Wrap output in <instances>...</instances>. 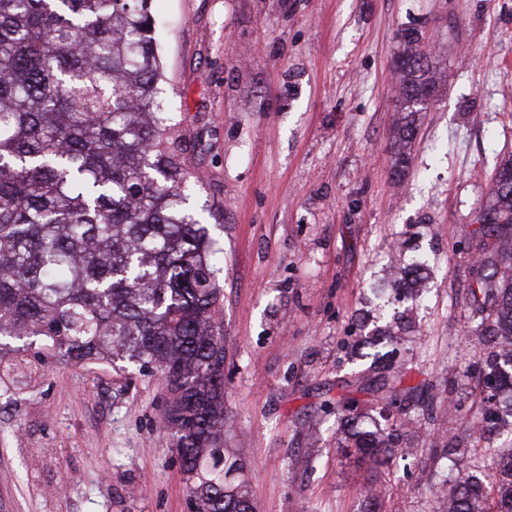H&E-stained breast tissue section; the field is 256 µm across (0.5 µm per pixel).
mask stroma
Masks as SVG:
<instances>
[{"label": "stroma", "instance_id": "stroma-1", "mask_svg": "<svg viewBox=\"0 0 512 512\" xmlns=\"http://www.w3.org/2000/svg\"><path fill=\"white\" fill-rule=\"evenodd\" d=\"M157 102L189 161L190 214L222 248L224 446L258 512H441L451 462L484 477L512 416L474 433L498 350L466 334L477 216L512 155V0H152ZM446 63L402 185L390 178L399 33ZM422 266L399 284L392 249ZM400 375L377 466L348 446ZM347 402L346 423L321 409ZM157 373L48 360L0 396V512H191Z\"/></svg>", "mask_w": 512, "mask_h": 512}]
</instances>
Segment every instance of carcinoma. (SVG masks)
Listing matches in <instances>:
<instances>
[{"instance_id":"carcinoma-1","label":"carcinoma","mask_w":512,"mask_h":512,"mask_svg":"<svg viewBox=\"0 0 512 512\" xmlns=\"http://www.w3.org/2000/svg\"><path fill=\"white\" fill-rule=\"evenodd\" d=\"M150 0H0V389L26 390L47 358L125 360L160 373L172 394L165 429L196 512H256L241 459L224 451L220 252L187 210L186 160L154 110L163 67ZM393 179L408 168L421 113L442 68L412 30L400 39ZM478 232L497 336V387L512 386V158L496 168ZM377 455L379 438L353 434ZM502 480H444L445 512H482L487 490L512 512Z\"/></svg>"}]
</instances>
